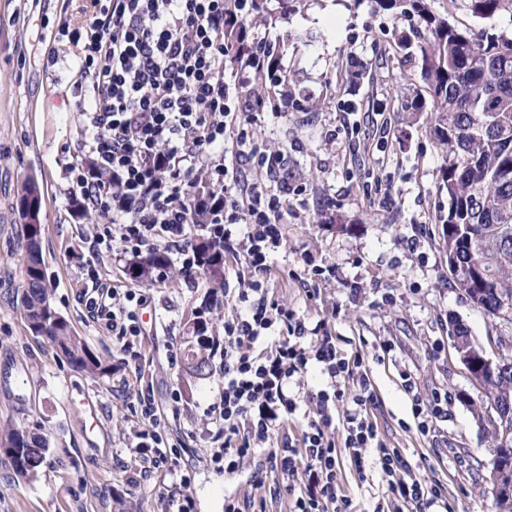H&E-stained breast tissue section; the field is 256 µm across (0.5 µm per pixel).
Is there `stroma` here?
<instances>
[{
  "label": "stroma",
  "instance_id": "1",
  "mask_svg": "<svg viewBox=\"0 0 512 512\" xmlns=\"http://www.w3.org/2000/svg\"><path fill=\"white\" fill-rule=\"evenodd\" d=\"M86 6V0H0V512H118L121 498L139 512H169L163 473L143 480L130 464L129 446L142 428L132 400L142 384L154 392L162 436L183 443L194 512H224L225 497L267 495L277 477L259 457L231 473L210 463L205 410L223 387L219 359L211 357L203 378L170 360L172 352L186 354L207 287L175 270L162 281L133 280L132 257L99 242L106 219L93 212L80 217L72 208L80 193L69 167L88 132L75 110L72 58L50 68L46 53L60 18L80 27ZM431 7L461 28L512 31V15L480 19L464 0H431ZM268 8L273 23L252 24L249 38L279 56L280 71L256 111L255 139L286 153L285 175L301 189L288 198L279 256L293 264L310 248L332 269L314 299L298 282L277 277L275 294L327 320L358 349L378 394L379 432L414 473L441 481L456 512H491L490 424L476 416L481 391L454 348L453 322L461 320L493 358L512 350V323L476 308L449 271L441 247L442 152L426 132L430 113L405 109L424 90L397 44L411 23L375 12L371 0H302L287 13L268 0ZM350 59L364 69L353 89L345 84ZM30 178L42 195L50 301L89 348L114 363L109 375L74 369L29 330L16 303L25 244L20 196ZM99 285L147 297L148 319L129 363H122L111 330L84 305V292ZM382 340L394 342L395 351L380 362L374 354ZM405 370L423 396L448 395V414L429 436L413 426ZM85 398L94 413H85ZM12 427L51 436L35 478L18 475L3 453Z\"/></svg>",
  "mask_w": 512,
  "mask_h": 512
}]
</instances>
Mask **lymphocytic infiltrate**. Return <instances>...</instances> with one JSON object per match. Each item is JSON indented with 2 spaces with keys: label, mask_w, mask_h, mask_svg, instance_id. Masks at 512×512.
<instances>
[{
  "label": "lymphocytic infiltrate",
  "mask_w": 512,
  "mask_h": 512,
  "mask_svg": "<svg viewBox=\"0 0 512 512\" xmlns=\"http://www.w3.org/2000/svg\"><path fill=\"white\" fill-rule=\"evenodd\" d=\"M92 14L81 29L61 22L48 60L60 47L74 48V64L86 79L75 108L92 138L79 142L92 166L76 164L69 177L85 206L105 214L119 230L123 253L174 255L187 281L198 276L194 243L204 234L238 257L236 284L224 290L220 351L224 389L209 409L215 428L211 463L233 471L261 456L281 475L271 499H286L289 512H356L342 468L351 462L359 481L367 468L381 476L384 493L373 512H429L447 504L441 482L424 485L411 474L399 449L382 440L373 419L377 392L361 355L348 354L326 321H309L275 298L271 273L307 287L326 269L311 250L297 266L276 265L285 204L293 191L281 178L282 151L254 140L253 116L240 112L224 84V11L228 0H90ZM238 159L266 181L243 183L224 165L225 142ZM110 174L101 181L99 172ZM224 191L211 223L191 227L190 188L197 175ZM147 299L100 288L86 306L111 329L121 351L132 353L141 336L140 310ZM411 390L412 413L421 436L448 412L447 394L423 399ZM135 409L145 430L131 452L141 469L167 466L172 512H192L191 484L178 444L157 434L160 420L150 388L136 391ZM298 436L285 435L288 423Z\"/></svg>",
  "instance_id": "1"
}]
</instances>
